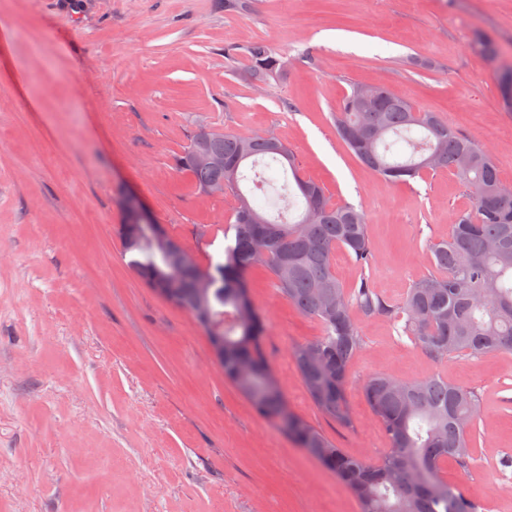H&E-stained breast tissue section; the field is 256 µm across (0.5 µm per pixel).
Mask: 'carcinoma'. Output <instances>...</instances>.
<instances>
[{"instance_id": "carcinoma-1", "label": "carcinoma", "mask_w": 512, "mask_h": 512, "mask_svg": "<svg viewBox=\"0 0 512 512\" xmlns=\"http://www.w3.org/2000/svg\"><path fill=\"white\" fill-rule=\"evenodd\" d=\"M251 76L267 81L284 60L257 42L248 49ZM499 100L512 112V66L496 73ZM351 126L376 130L371 143L346 137ZM336 133L364 167L389 181L406 182L424 172L453 173L474 198V210L454 215L448 236L430 247L438 274L426 277L393 305L365 276L347 287L333 271L338 249L355 266H371L365 212L332 203L319 183L298 174L288 144L254 132L213 131L209 143L224 154V168L198 166L192 145L175 157V168L195 188L224 184L238 197L234 221L224 229L223 257L186 269L165 299L190 312L208 336L224 337L220 365L263 417L288 416L285 432L349 490L358 512H487L445 481L442 464L454 460L467 473L476 462L473 421L482 403L475 389L437 374L414 382L381 373L361 392L384 429L389 448L375 460L356 457L288 409L265 351L266 320L255 305L250 276L264 270L279 295L315 318L321 335L293 347L304 387L318 410L350 428L349 366L363 345L361 320L379 316L403 323V334L434 361L488 352L512 353V195L487 150L434 112L416 107L383 85H354L336 105ZM288 164L287 176L266 175L271 164ZM322 218L304 223L310 206ZM132 273L152 289L154 269L179 262L187 245L163 233V246L118 229Z\"/></svg>"}]
</instances>
